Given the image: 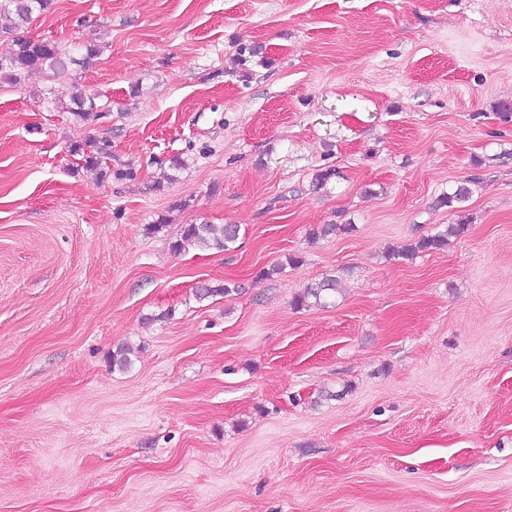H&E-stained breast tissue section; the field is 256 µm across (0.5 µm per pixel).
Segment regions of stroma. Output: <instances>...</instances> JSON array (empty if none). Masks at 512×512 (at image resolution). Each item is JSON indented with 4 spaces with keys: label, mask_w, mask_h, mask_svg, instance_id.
<instances>
[{
    "label": "stroma",
    "mask_w": 512,
    "mask_h": 512,
    "mask_svg": "<svg viewBox=\"0 0 512 512\" xmlns=\"http://www.w3.org/2000/svg\"><path fill=\"white\" fill-rule=\"evenodd\" d=\"M27 34L99 54L0 79V512H512V0H53ZM205 222L235 249L173 250ZM74 89L70 96L72 106L66 107L67 111L82 121L98 119L104 112L96 102L98 95L78 86ZM111 147L110 142L104 140L101 143L99 142V145L93 151H87L81 145H74L71 151L82 156L83 166L87 171L94 173L100 178H104L110 169L108 167L107 171L104 172L102 163L104 162L103 159L111 156ZM469 220L459 221L456 224H449L443 231L421 236L401 251L402 255L414 256L419 253L431 252L442 249L448 242L449 237L463 236L469 227ZM339 280L336 276H326L318 283L306 285L296 296L297 307L317 305L325 307L332 304L338 293Z\"/></svg>",
    "instance_id": "1"
}]
</instances>
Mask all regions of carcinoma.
I'll return each instance as SVG.
<instances>
[{
  "mask_svg": "<svg viewBox=\"0 0 512 512\" xmlns=\"http://www.w3.org/2000/svg\"><path fill=\"white\" fill-rule=\"evenodd\" d=\"M52 8V0H0V17L12 20V29L30 23L36 14H43ZM98 50L89 44L85 53L77 59L67 55L54 43L35 40L17 34L0 52V76L18 83L24 73L32 70H46L56 79L63 78L71 65H85L95 56ZM98 95L84 88L75 87L70 96L71 107L67 111L82 121H92L102 114L97 104ZM71 152L82 156L84 168L101 177H106L103 171V159L111 156V145L107 140L102 141L92 151H87L81 145L72 147ZM470 189L465 186L457 187L453 192L444 194L437 200L438 205L451 207L455 203L465 201ZM469 221L449 224L437 233L421 236L401 251L405 256L442 249L450 237H460L468 231ZM241 227L238 224H186L181 237L173 243L176 251L191 246L200 250L229 251L239 238ZM339 280L335 276H327L321 281L305 286L296 296L294 303L298 307L317 305L325 307L333 303L338 293Z\"/></svg>",
  "mask_w": 512,
  "mask_h": 512,
  "instance_id": "cac0c4a2",
  "label": "carcinoma"
}]
</instances>
